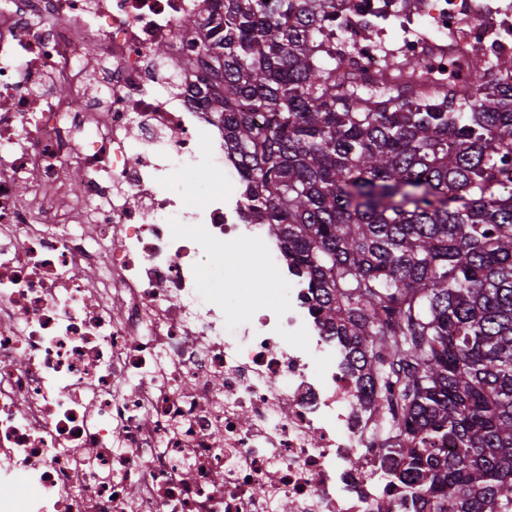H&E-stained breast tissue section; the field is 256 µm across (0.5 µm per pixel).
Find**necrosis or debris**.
<instances>
[{"label": "necrosis or debris", "instance_id": "4bbe7bcc", "mask_svg": "<svg viewBox=\"0 0 512 512\" xmlns=\"http://www.w3.org/2000/svg\"><path fill=\"white\" fill-rule=\"evenodd\" d=\"M364 6L343 36L372 72ZM192 7L0 0V512H378L393 430L243 217ZM421 16L434 39L399 50L431 69L512 54L510 10ZM249 257L269 285L230 305L204 271Z\"/></svg>", "mask_w": 512, "mask_h": 512}]
</instances>
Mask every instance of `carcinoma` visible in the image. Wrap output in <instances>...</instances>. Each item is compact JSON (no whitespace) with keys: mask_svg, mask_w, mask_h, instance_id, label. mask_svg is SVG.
Segmentation results:
<instances>
[{"mask_svg":"<svg viewBox=\"0 0 512 512\" xmlns=\"http://www.w3.org/2000/svg\"><path fill=\"white\" fill-rule=\"evenodd\" d=\"M341 0H196L245 220L266 224L368 388L397 390L379 512H512V59L464 81L340 46ZM383 6L363 12L381 36Z\"/></svg>","mask_w":512,"mask_h":512,"instance_id":"carcinoma-1","label":"carcinoma"}]
</instances>
